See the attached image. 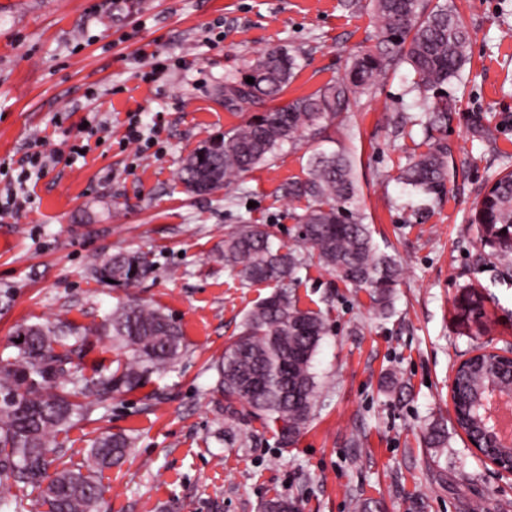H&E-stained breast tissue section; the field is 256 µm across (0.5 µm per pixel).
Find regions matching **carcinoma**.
<instances>
[{
  "label": "carcinoma",
  "instance_id": "carcinoma-1",
  "mask_svg": "<svg viewBox=\"0 0 512 512\" xmlns=\"http://www.w3.org/2000/svg\"><path fill=\"white\" fill-rule=\"evenodd\" d=\"M380 39L373 49L352 57L347 73L283 106L254 113L240 125L191 152L178 174L185 188L208 195L231 179L274 160L283 145L302 138L332 140L336 115L357 103L356 94L370 90L389 70L407 66L414 78V107L419 113L400 116V129L410 123L431 132L427 150L413 155L397 180L426 199L442 197L454 166L439 132L448 121V99L434 93L451 81L463 80L470 61V33L454 0H372ZM298 56L286 47L260 54L239 76L224 78L218 95L229 112L277 99L299 70ZM254 83L246 82L247 77ZM307 173L280 186L283 197L305 201L293 216L298 241L308 246L275 247L261 224H240L224 238V266L243 286L274 283L277 290L243 317L239 335L224 349L217 366L215 391L226 417L246 416L274 427L282 441L294 443L315 415L317 382L312 362L327 334L322 312L298 306L292 288L300 272L317 259L343 282L369 290L377 312L387 315L402 267L380 251L362 207L353 160L340 151L314 150ZM475 226L488 256L512 264V172L493 183L474 210ZM89 275L132 287L154 273L150 253L141 250L95 255ZM485 295L468 287L457 303L459 317L482 334ZM112 346L124 351L117 368L96 365L86 371L84 359L91 327L67 321L27 324L14 334L13 354L0 356V484L38 489L26 504L0 496V512H99L104 494L100 480L106 469L119 467L130 455L134 438L103 434L87 451L84 464L48 473V455L64 452V442L77 423L91 419L99 402L132 392L173 369L186 351L181 326L163 309L130 300L118 304L101 326ZM512 396V360L484 353L463 362L455 389L456 423L465 433L484 438L483 419L475 401L488 383ZM429 448L448 447V427L433 424Z\"/></svg>",
  "mask_w": 512,
  "mask_h": 512
}]
</instances>
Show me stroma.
Segmentation results:
<instances>
[{"instance_id": "stroma-1", "label": "stroma", "mask_w": 512, "mask_h": 512, "mask_svg": "<svg viewBox=\"0 0 512 512\" xmlns=\"http://www.w3.org/2000/svg\"><path fill=\"white\" fill-rule=\"evenodd\" d=\"M471 36L467 84L443 91V137L456 167L424 223L396 180L427 145L421 128L397 132L410 111L408 68L388 72L341 113L332 149L353 157L373 238L403 277L389 317L366 290L311 264L294 293L322 311L328 332L313 361L316 415L290 445L257 421L225 419L216 366L244 314L274 284L240 286L224 267V237L264 224L275 244L296 245L294 213L280 186L306 174L317 142L285 145L271 163L206 196L178 180L184 158L240 124L216 97L225 77L285 46L301 70L283 101L336 81L349 57L374 47L378 23L344 0H0V355L17 326L64 319L101 323L138 298L180 323L187 352L163 378L102 401L69 432L59 463H83L101 433H127L135 448L104 471L101 512H261L283 498L299 512H512V474L480 459L463 432L426 447L430 424H452L449 385L477 337L456 317L464 287L488 296L483 340L512 352V268L479 261L469 222L491 178L512 169V0H455ZM161 52L144 80L140 48ZM145 142L127 143L130 115ZM91 128L80 129L86 116ZM488 126L479 138L476 124ZM45 137L49 161L20 185L27 143ZM84 148L70 155L71 144ZM26 207L5 209L15 191ZM143 249L156 265L137 287L91 278L94 254ZM395 374L403 392L391 394Z\"/></svg>"}]
</instances>
